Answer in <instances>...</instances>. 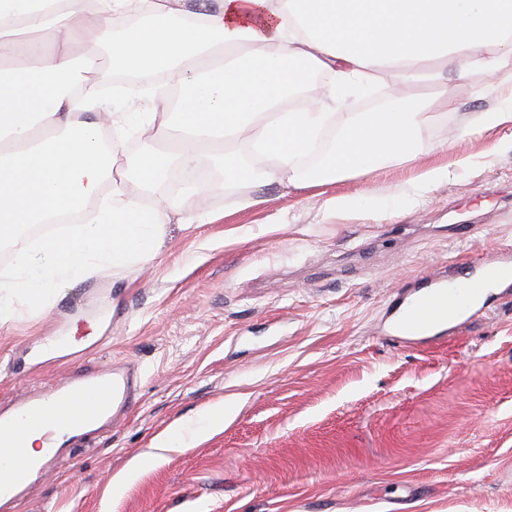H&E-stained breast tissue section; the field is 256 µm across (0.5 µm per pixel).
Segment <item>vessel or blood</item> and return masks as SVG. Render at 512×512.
Listing matches in <instances>:
<instances>
[{"label":"vessel or blood","mask_w":512,"mask_h":512,"mask_svg":"<svg viewBox=\"0 0 512 512\" xmlns=\"http://www.w3.org/2000/svg\"><path fill=\"white\" fill-rule=\"evenodd\" d=\"M512 269V246L479 253L424 275L407 290L398 291L387 318L391 335L424 346L442 333L456 334L460 323L480 315L487 286ZM139 377L128 365L89 370L56 384L51 390L26 394L13 407L0 410V448L9 463L0 467V512L24 494L33 474L53 469L61 448L76 437L103 428L137 403ZM53 417L55 427L39 463L25 450V424Z\"/></svg>","instance_id":"vessel-or-blood-1"}]
</instances>
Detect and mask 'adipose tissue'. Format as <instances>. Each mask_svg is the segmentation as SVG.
I'll return each mask as SVG.
<instances>
[{
    "mask_svg": "<svg viewBox=\"0 0 512 512\" xmlns=\"http://www.w3.org/2000/svg\"><path fill=\"white\" fill-rule=\"evenodd\" d=\"M0 0V237L25 240L32 225L101 206L94 222L26 243L0 270V292L42 304L85 280L95 266L120 269L148 259L179 200L141 205L113 175L115 152L101 134H144L129 171L154 191L171 169L194 171L210 155L225 185L256 179L298 189L328 185L414 160L439 100L392 97L379 112H344L346 96L391 71L407 83L433 80L439 68L483 75L497 93L494 110L471 113L460 134L490 137L512 125V0H99L106 16L145 13L119 34L100 29L113 69L161 76L184 91L177 108L131 116L93 95L62 92L73 70L67 52H44L20 32L54 25L68 43L84 0ZM331 146H324L326 135ZM318 153L317 164L299 160ZM223 405L205 423L181 422L159 448H191L224 426Z\"/></svg>",
    "mask_w": 512,
    "mask_h": 512,
    "instance_id": "obj_1",
    "label": "adipose tissue"
}]
</instances>
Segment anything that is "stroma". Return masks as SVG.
Segmentation results:
<instances>
[{
	"mask_svg": "<svg viewBox=\"0 0 512 512\" xmlns=\"http://www.w3.org/2000/svg\"><path fill=\"white\" fill-rule=\"evenodd\" d=\"M480 85L449 73L414 87L449 101L416 164L287 195L263 183L181 189L194 222L165 225L153 259L99 267L43 306L15 299L0 323V404L115 362L138 368L140 391L127 418L65 448L11 512H512V296L420 348L382 322L417 277L512 246V127L458 138L468 113L495 106ZM461 153L471 167L399 216L379 214L419 169ZM336 195L368 202L326 214ZM77 323L96 348L31 371L40 341ZM11 357L21 366L10 373ZM227 399L222 430L156 453L110 497L135 455Z\"/></svg>",
	"mask_w": 512,
	"mask_h": 512,
	"instance_id": "stroma-1",
	"label": "stroma"
}]
</instances>
